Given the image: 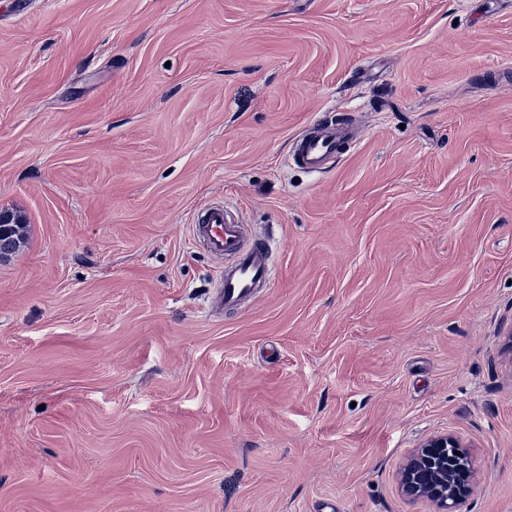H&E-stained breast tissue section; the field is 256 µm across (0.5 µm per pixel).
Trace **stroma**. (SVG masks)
Returning <instances> with one entry per match:
<instances>
[{
	"label": "stroma",
	"mask_w": 512,
	"mask_h": 512,
	"mask_svg": "<svg viewBox=\"0 0 512 512\" xmlns=\"http://www.w3.org/2000/svg\"><path fill=\"white\" fill-rule=\"evenodd\" d=\"M1 209L0 512H433L442 433L512 512V0H0ZM350 127L341 120L337 125L315 122L294 142L291 161L308 172H322L327 164L344 152L350 139ZM193 240L200 239L216 257H232L220 276V307L235 308L252 299L259 288H268L271 269L266 245L244 244L243 228L223 207L209 208L200 224L192 226ZM11 216L12 222L5 229L4 237L0 238V242H3L2 246L0 244V259L7 258L18 250L20 244L23 243L25 224H23L21 218L15 217V215ZM475 474L472 456L460 439L444 433L413 449L400 468L399 485L406 497L428 501L436 512H459L471 494Z\"/></svg>",
	"instance_id": "obj_1"
}]
</instances>
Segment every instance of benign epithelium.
I'll return each instance as SVG.
<instances>
[{"instance_id": "7a95c632", "label": "benign epithelium", "mask_w": 512, "mask_h": 512, "mask_svg": "<svg viewBox=\"0 0 512 512\" xmlns=\"http://www.w3.org/2000/svg\"><path fill=\"white\" fill-rule=\"evenodd\" d=\"M475 479L471 454L450 433L430 437L411 452L399 471L402 493L430 502L435 512H459Z\"/></svg>"}]
</instances>
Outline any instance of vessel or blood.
Masks as SVG:
<instances>
[{"instance_id": "1", "label": "vessel or blood", "mask_w": 512, "mask_h": 512, "mask_svg": "<svg viewBox=\"0 0 512 512\" xmlns=\"http://www.w3.org/2000/svg\"><path fill=\"white\" fill-rule=\"evenodd\" d=\"M350 133L349 125L343 121L335 125L313 123L311 129L295 141L290 158L295 165L307 171H324L328 163L343 153ZM192 232L211 254L233 260L220 276L219 306H241L251 300L258 289L269 286L271 269L267 246L246 245L242 226L224 208H209L201 223L193 225Z\"/></svg>"}]
</instances>
